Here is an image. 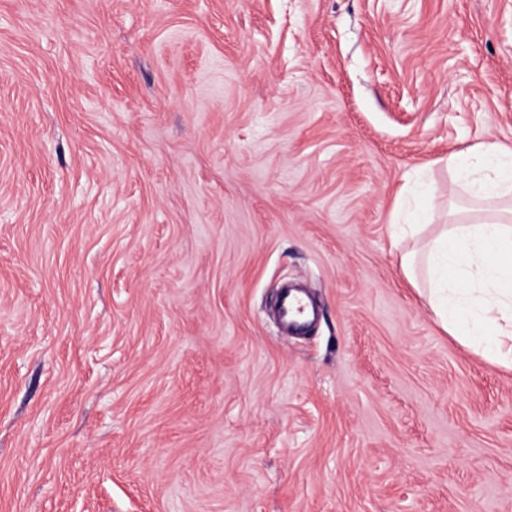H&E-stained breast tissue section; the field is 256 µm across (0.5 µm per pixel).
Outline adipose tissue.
<instances>
[{"label": "adipose tissue", "mask_w": 512, "mask_h": 512, "mask_svg": "<svg viewBox=\"0 0 512 512\" xmlns=\"http://www.w3.org/2000/svg\"><path fill=\"white\" fill-rule=\"evenodd\" d=\"M448 163L471 205L449 209L448 227L423 242L428 211L401 199L394 219L402 238L415 242L401 270L421 287L445 331L511 368L512 149L469 147Z\"/></svg>", "instance_id": "obj_1"}]
</instances>
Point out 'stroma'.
<instances>
[{"mask_svg":"<svg viewBox=\"0 0 512 512\" xmlns=\"http://www.w3.org/2000/svg\"><path fill=\"white\" fill-rule=\"evenodd\" d=\"M474 145L512 0H0V512H512V369L392 242ZM283 334L292 336L315 316L314 311L297 288H283L278 306Z\"/></svg>","mask_w":512,"mask_h":512,"instance_id":"1","label":"stroma"}]
</instances>
